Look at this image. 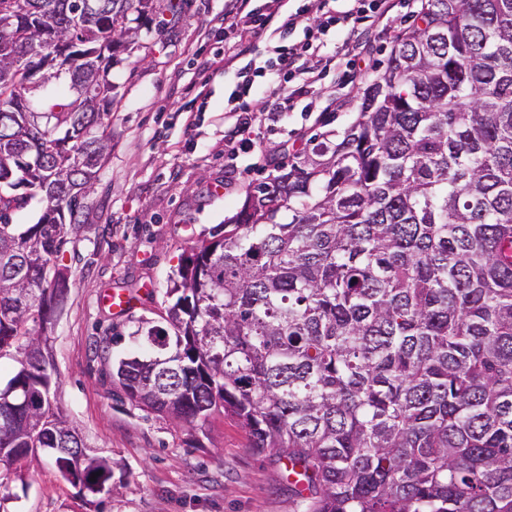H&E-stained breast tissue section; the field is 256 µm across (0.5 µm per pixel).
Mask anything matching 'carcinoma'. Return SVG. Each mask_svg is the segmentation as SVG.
<instances>
[{
  "mask_svg": "<svg viewBox=\"0 0 512 512\" xmlns=\"http://www.w3.org/2000/svg\"><path fill=\"white\" fill-rule=\"evenodd\" d=\"M85 2L0 0V477L42 452L96 496L112 461L53 406L41 335L112 149L108 74L157 3ZM34 199L36 223H11ZM179 278L167 326L116 366L132 405L234 418L306 512H512V0H424L342 135L281 165Z\"/></svg>",
  "mask_w": 512,
  "mask_h": 512,
  "instance_id": "cac0c4a2",
  "label": "carcinoma"
}]
</instances>
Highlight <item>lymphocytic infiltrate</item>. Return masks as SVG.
<instances>
[{
  "label": "lymphocytic infiltrate",
  "instance_id": "lymphocytic-infiltrate-1",
  "mask_svg": "<svg viewBox=\"0 0 512 512\" xmlns=\"http://www.w3.org/2000/svg\"><path fill=\"white\" fill-rule=\"evenodd\" d=\"M337 0H304L287 10L288 0H224V12L215 17L214 26L234 33L233 44L223 54L201 57L202 71H221L233 78L224 110L232 118L225 129L227 157L236 160L240 153L252 152L263 170H274L279 156L255 136L259 118L254 106L258 78H269L278 88V97L267 107L268 117L281 120L295 111L314 84L329 72H337L350 83L368 80L367 70L357 62L368 51L377 31L394 32L392 0H350L337 9ZM303 39H294L295 31ZM341 34L340 52L322 54L326 36ZM264 48H255L258 39Z\"/></svg>",
  "mask_w": 512,
  "mask_h": 512
}]
</instances>
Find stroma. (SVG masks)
I'll return each mask as SVG.
<instances>
[{
	"mask_svg": "<svg viewBox=\"0 0 512 512\" xmlns=\"http://www.w3.org/2000/svg\"><path fill=\"white\" fill-rule=\"evenodd\" d=\"M176 3L169 27L143 26L135 51L112 65V150L80 232L55 260L68 288L45 331L59 379L51 399L91 453L111 459L114 491L85 495L38 456L0 482V512H304L284 465L256 455L234 420L216 412L204 422L174 424L131 405L113 375L138 325L165 318L167 290L193 247L223 234L265 180L244 154L225 181L226 80L196 65L197 55L234 39L230 32L203 35L224 0ZM340 86L327 76L287 119L261 122L265 144L281 149L282 162L301 158L291 140L311 147L353 121L358 105L326 109ZM115 291L138 300L113 313L105 299Z\"/></svg>",
	"mask_w": 512,
	"mask_h": 512,
	"instance_id": "stroma-1",
	"label": "stroma"
}]
</instances>
